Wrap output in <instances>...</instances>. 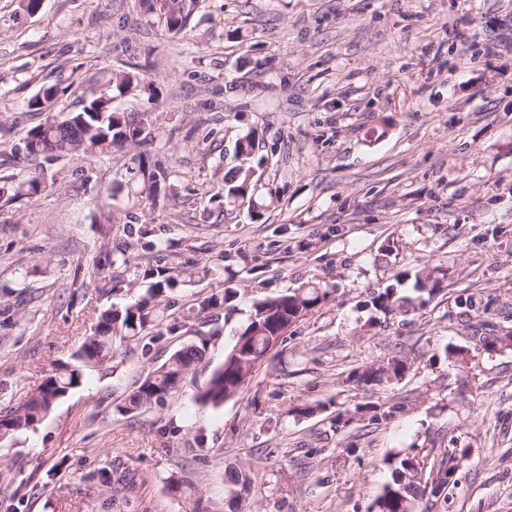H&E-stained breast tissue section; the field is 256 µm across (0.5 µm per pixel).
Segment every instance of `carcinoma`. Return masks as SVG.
Listing matches in <instances>:
<instances>
[{
    "label": "carcinoma",
    "mask_w": 512,
    "mask_h": 512,
    "mask_svg": "<svg viewBox=\"0 0 512 512\" xmlns=\"http://www.w3.org/2000/svg\"><path fill=\"white\" fill-rule=\"evenodd\" d=\"M148 10L158 13L165 21L168 32L179 34L186 30L189 12L182 0H147ZM120 92L139 85V77L131 72H117L109 78ZM114 96L99 95L88 100L78 112H69L61 118L46 120L29 130L21 145L14 152L25 157H43L56 160L60 157H88L120 151L127 147L142 148L132 157L133 165L127 168L129 180L138 175L147 176L139 205L151 209L166 198V176L150 170V155L156 136L143 129V121L113 106ZM260 137L252 130L236 143V151L256 154ZM258 180L251 174L235 170L224 175V201L243 206L252 204ZM45 182L37 175L22 181L5 180L0 185V194L10 199L29 198L41 193ZM213 269L207 266L190 271L182 270L184 277L169 274L168 268L146 265L137 270L148 282L144 294L137 302L118 309L111 307L103 311L94 330L86 337L82 346L72 354V361L59 364L24 403L0 409V438L12 439L16 435L35 428L51 412L55 403L77 388L84 375L112 361L116 340L144 338L145 332L156 327L160 318V299L166 291L192 281L195 276L204 278ZM447 276L441 267L422 269L415 273L400 270L395 283L382 291L372 293L369 306L385 316L406 315L424 304L402 294L399 288L408 280H414L418 292L428 291L433 295ZM236 295L227 287L222 291L202 297L197 303L198 313L219 309ZM329 295L328 288L318 283L309 288H298L273 297L264 298L254 304L247 322L237 334L234 345L224 356V362L209 372L207 381L200 388L197 400L207 405L218 406L235 397L250 380L255 370L267 359L270 351L280 346L288 331V325L296 315H306ZM209 338L200 344L189 345L175 351L164 363L151 368L124 404L118 407L121 413H134L142 408L164 402L175 394L184 377L198 367H208L205 351ZM406 363L397 357L376 368L357 375V382L380 383L401 377ZM420 463L413 457H404L395 469L393 479L386 484L374 505V512H420V502L425 495L448 499V488L455 484V466L450 458L442 455L433 463L427 474L419 472ZM251 471L245 467L231 472L228 480V497L232 502L244 499L251 489Z\"/></svg>",
    "instance_id": "cac0c4a2"
}]
</instances>
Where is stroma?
<instances>
[{
  "label": "stroma",
  "mask_w": 512,
  "mask_h": 512,
  "mask_svg": "<svg viewBox=\"0 0 512 512\" xmlns=\"http://www.w3.org/2000/svg\"><path fill=\"white\" fill-rule=\"evenodd\" d=\"M185 34L142 0H0V176L47 188L0 205V407L25 402L79 348L110 304L97 269L148 227L130 266H219L167 292L150 345L115 358L17 440L0 442V512H233L229 468L250 465L252 512H372L397 458L454 456L457 483L429 512H512V0H188ZM135 69L124 99L157 140L172 193L150 215L118 200L135 148L23 161L13 147L49 116L80 110L89 83ZM50 111L30 109L40 89ZM269 151L258 216L211 195L240 167L237 141ZM389 258L379 259L382 245ZM443 266L442 291L409 315L364 303L397 271ZM326 282L323 302L233 399L204 405L206 372L164 404L118 407L147 371L209 329L198 298L232 285L206 360L221 364L254 301ZM401 356L402 379L355 382ZM351 422H344V415ZM134 470L119 491L99 471ZM186 482L172 491L171 477Z\"/></svg>",
  "instance_id": "obj_1"
}]
</instances>
